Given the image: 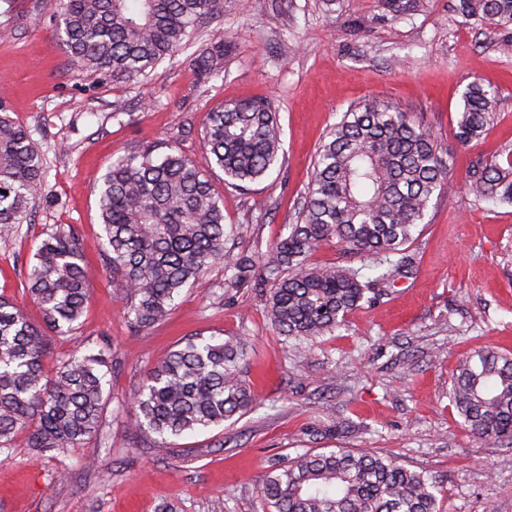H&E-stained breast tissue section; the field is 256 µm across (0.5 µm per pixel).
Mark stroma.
Segmentation results:
<instances>
[{
    "label": "stroma",
    "instance_id": "obj_1",
    "mask_svg": "<svg viewBox=\"0 0 512 512\" xmlns=\"http://www.w3.org/2000/svg\"><path fill=\"white\" fill-rule=\"evenodd\" d=\"M457 2L428 0L425 12L392 21L378 0H233L204 38L233 35L224 74L203 84L195 44L137 82L91 76L54 42L59 0H0V110L30 129L45 167L30 221L0 234V293L32 309L23 292L32 255L52 227L73 226L90 288L76 341L108 343L113 360L99 434L46 455L0 452V512H156L166 501L179 512H258L255 485L273 462L325 448L426 471L440 486V512H512V447L481 445L448 399L460 358L512 351V206L473 205L462 188L472 159L512 146V56L499 50L512 29L458 24ZM476 79L498 88L500 116L484 140L465 145L457 113ZM368 95L423 120L457 186L432 200L409 246L410 277L301 353L271 325L255 279L230 287L220 268L150 330H132L102 255L98 191L113 160L160 143L204 163L209 112L267 100L284 149L267 176L241 191L220 168L205 169L237 228L236 252L254 255L295 222L319 144ZM197 334L246 338L257 405L154 454L126 429V411L148 371ZM76 341L57 342L55 356ZM330 413L358 431L317 437ZM91 456L96 465L85 467Z\"/></svg>",
    "mask_w": 512,
    "mask_h": 512
}]
</instances>
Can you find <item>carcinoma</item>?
<instances>
[{
    "label": "carcinoma",
    "mask_w": 512,
    "mask_h": 512,
    "mask_svg": "<svg viewBox=\"0 0 512 512\" xmlns=\"http://www.w3.org/2000/svg\"><path fill=\"white\" fill-rule=\"evenodd\" d=\"M426 0H379L393 20L423 11ZM227 0H62L55 39L72 61L94 76L137 81L193 36L224 19ZM463 22L512 27V0H459ZM233 36L193 59L202 83L224 74ZM499 117V94L470 82L458 113L457 137L468 144L488 135ZM225 181L244 188L267 175L282 151L278 113L262 99L228 103L209 114L202 131ZM155 147L112 162L99 189L105 262L132 327L147 330L180 291L222 268L237 284L256 266L266 286L272 326L296 348L344 326L364 301L379 300L408 277L407 245L435 196L449 192L437 140L412 113L379 97L345 112L318 148L297 223L253 260L227 247L224 210L198 163ZM471 161L465 189L476 203L512 205V149ZM43 159L30 132L0 115V231L31 215ZM332 243L343 254L372 258L384 268L321 265L311 257ZM42 323L0 295V450L16 442L36 453L74 448L99 430L111 348L75 349L52 361L54 338L78 328L88 300L81 241L58 226L32 256L24 284ZM247 341L187 339L146 376L127 412L130 433L169 452L172 439L208 430L254 407L244 378ZM54 362L53 375L46 366ZM449 399L463 425L482 444L512 446V353L482 349L463 359ZM438 486L398 459L337 448L304 453L274 465L259 480L262 512H438Z\"/></svg>",
    "instance_id": "1"
}]
</instances>
